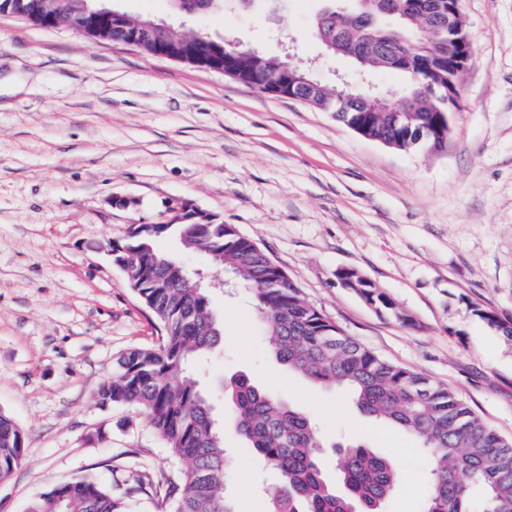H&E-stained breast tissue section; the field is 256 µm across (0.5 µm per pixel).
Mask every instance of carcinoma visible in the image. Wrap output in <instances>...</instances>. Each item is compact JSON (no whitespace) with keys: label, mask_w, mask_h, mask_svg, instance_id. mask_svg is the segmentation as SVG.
I'll list each match as a JSON object with an SVG mask.
<instances>
[{"label":"carcinoma","mask_w":512,"mask_h":512,"mask_svg":"<svg viewBox=\"0 0 512 512\" xmlns=\"http://www.w3.org/2000/svg\"><path fill=\"white\" fill-rule=\"evenodd\" d=\"M316 34L325 51L358 68L376 65L407 77L398 88L414 111L338 112L336 118L398 150L436 152L448 135V32L436 0H365L322 12ZM237 80L261 91L288 94V72L301 69L259 51L225 55ZM311 105L336 107V90L307 92ZM174 234L186 250L204 251L250 293L276 360L322 386L351 392L359 411L415 436L430 461L422 512H472L470 491L484 494V512H512V440L485 425L450 388L386 361L363 347L316 307L287 274L236 225L152 224L127 245L138 251L139 273L150 283L138 289L163 330L161 342L120 356L112 378L98 392L100 404L145 410L172 450L183 493L172 512H238L224 494L235 471L224 448V426L213 413L193 367L224 340L211 300L194 281L171 273L177 262L159 253L155 241ZM347 287L367 303L391 309L390 299L368 279L348 272ZM477 315L512 337V326L496 313ZM224 405L250 458L275 471L269 512H381L401 481L388 457L358 444L338 450L339 484L325 474L324 444L312 418L257 387L244 373L224 381ZM24 433L0 413V478L24 456ZM28 512H124L122 500L93 477L56 485Z\"/></svg>","instance_id":"carcinoma-1"}]
</instances>
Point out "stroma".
<instances>
[{"label":"stroma","mask_w":512,"mask_h":512,"mask_svg":"<svg viewBox=\"0 0 512 512\" xmlns=\"http://www.w3.org/2000/svg\"><path fill=\"white\" fill-rule=\"evenodd\" d=\"M113 5L290 60L326 84L352 74L314 34L322 0L192 17L168 0ZM460 9L474 59L436 152L391 148L219 72L0 14V412L25 434L21 463L0 479V512H27L88 475L126 512H168L180 496L147 412L97 399L121 354L161 340L107 248L179 201L236 225L346 335L452 388L512 439V339L475 314L512 319V0ZM342 268L395 313L340 287ZM211 304L224 330L204 377L216 413L225 377L242 372L315 418L323 438L385 450L343 388L275 361L246 292ZM392 436L402 479L384 512H420L428 462L412 435ZM224 442L238 458L228 493L239 512H267L240 439L229 430Z\"/></svg>","instance_id":"obj_1"}]
</instances>
